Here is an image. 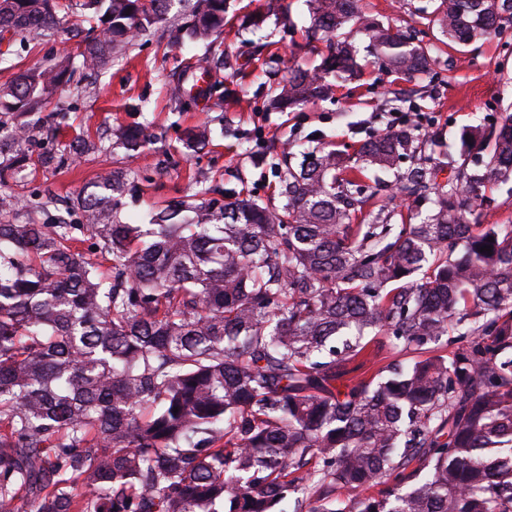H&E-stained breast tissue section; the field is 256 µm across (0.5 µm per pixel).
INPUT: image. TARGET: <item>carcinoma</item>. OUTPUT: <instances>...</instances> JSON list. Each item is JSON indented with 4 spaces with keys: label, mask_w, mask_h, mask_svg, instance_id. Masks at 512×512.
<instances>
[{
    "label": "carcinoma",
    "mask_w": 512,
    "mask_h": 512,
    "mask_svg": "<svg viewBox=\"0 0 512 512\" xmlns=\"http://www.w3.org/2000/svg\"><path fill=\"white\" fill-rule=\"evenodd\" d=\"M307 2L322 63L263 60L287 72L271 89L280 112L360 79L353 31L401 81L442 52L361 0ZM188 3L182 43L205 46L202 74L219 72L226 0H82L101 26L82 69ZM67 8L0 0V34H52ZM509 22L512 0H440L430 20L452 44ZM71 68L65 57L0 86L12 120L0 121V181L32 160ZM170 94L180 108L194 100L180 80ZM115 137L129 155L156 140L139 122ZM490 141L487 159L448 162L446 184L427 140L403 127L352 156L325 146L285 165L277 206L205 188L131 224L121 212L140 189L118 169L77 197L84 224L0 223V512H280L288 498L295 512H512V224L481 220L512 178V116ZM378 190L427 212H374ZM20 209L0 194V216ZM368 330L402 349L455 339L340 390Z\"/></svg>",
    "instance_id": "1"
}]
</instances>
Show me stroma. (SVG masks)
<instances>
[{"label": "stroma", "instance_id": "35a3bbf8", "mask_svg": "<svg viewBox=\"0 0 512 512\" xmlns=\"http://www.w3.org/2000/svg\"><path fill=\"white\" fill-rule=\"evenodd\" d=\"M228 5L234 26L224 34L222 48L236 73L232 83L238 93L235 102L222 111L207 101L176 111L166 88L175 75L192 71L196 55L204 48L173 44L171 24L152 27L135 40L122 60L107 63L99 74L75 76L70 87L54 92L31 145L37 155L84 133L97 139L95 154L81 161L68 158L49 169L28 166L9 179L7 190L47 203L50 212L69 211L71 223L81 224L85 221L82 212L72 207L76 197L98 174L112 171L120 162L145 190L139 202L124 210L132 221L163 201L194 198L204 183L233 198L246 196L271 203L276 177L269 165L257 164L256 155L287 146L299 151L324 145L349 153L386 129L392 115L382 106L394 85L391 77L376 68L361 78L356 93L342 88L335 99L295 112L268 110V76L247 65L251 43L255 36H263L291 63L317 68L320 53L305 45L308 8L304 0H228ZM257 11L263 13L264 22L256 31L250 19ZM96 26V20L75 6L55 34L30 39L24 45L0 43L6 57L0 64V85L33 65L78 56L83 46L79 39L70 38V30ZM438 72L437 80H419L417 93H405L401 115L411 114L413 105L423 107L421 137L442 136L432 147L437 161L486 158L488 144L463 143L462 135L478 124L499 125L512 113V53L496 38L452 44L443 53ZM144 120L155 129L154 144L131 157L113 148L110 132ZM204 125L211 129L209 143L201 149L187 148V130Z\"/></svg>", "mask_w": 512, "mask_h": 512}]
</instances>
